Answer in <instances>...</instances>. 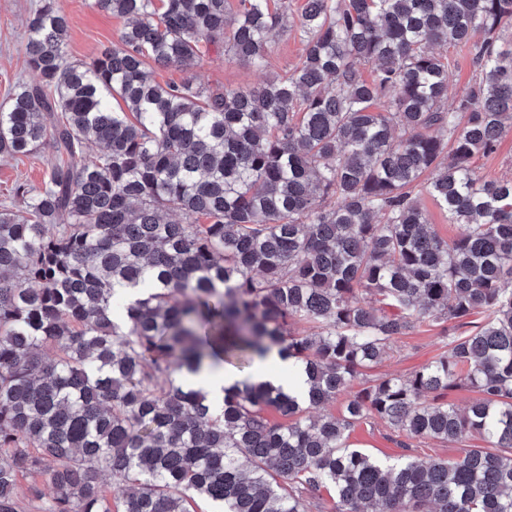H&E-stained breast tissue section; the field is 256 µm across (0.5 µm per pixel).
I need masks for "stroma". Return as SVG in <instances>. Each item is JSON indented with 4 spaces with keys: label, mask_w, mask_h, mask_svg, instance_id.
<instances>
[{
    "label": "stroma",
    "mask_w": 512,
    "mask_h": 512,
    "mask_svg": "<svg viewBox=\"0 0 512 512\" xmlns=\"http://www.w3.org/2000/svg\"><path fill=\"white\" fill-rule=\"evenodd\" d=\"M37 0H0V107H8L16 84L36 83V75L25 65L27 43L26 20ZM304 0H288V22L276 34L264 68L243 64L223 48L207 46L196 67L185 71L172 66L154 71L157 82H178L190 77L205 87L250 88L292 71L299 63L303 49L300 13ZM68 20L67 58L88 62L106 47L119 44L126 26L124 18L94 8L91 0H59ZM52 145L28 156L0 157V201L15 183L40 184ZM443 324L420 327L414 333L395 341L389 356L376 368L374 375H407L438 358L445 350ZM354 447L373 457L392 460L401 455L392 429L380 421L356 428L351 437Z\"/></svg>",
    "instance_id": "35a3bbf8"
}]
</instances>
